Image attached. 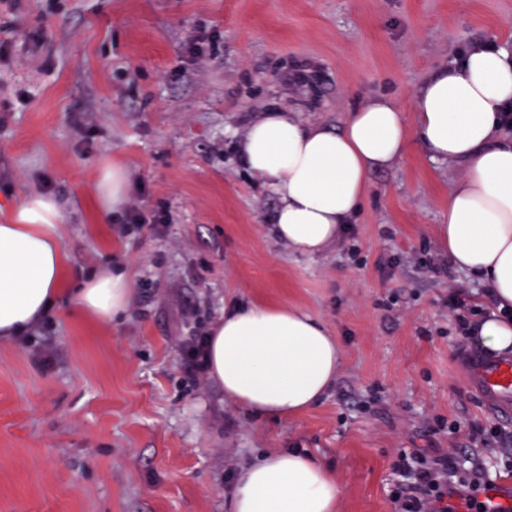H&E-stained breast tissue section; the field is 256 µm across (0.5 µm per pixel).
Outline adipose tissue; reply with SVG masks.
Listing matches in <instances>:
<instances>
[{"mask_svg": "<svg viewBox=\"0 0 512 512\" xmlns=\"http://www.w3.org/2000/svg\"><path fill=\"white\" fill-rule=\"evenodd\" d=\"M512 47L476 44L463 61L431 72L419 87L412 119L375 98L335 131L271 107L237 150L252 175L277 196V237L316 256L335 243L362 204L371 170L401 157L409 140L465 175L448 194L440 228L448 260L478 275L492 311L476 329L483 347L512 349ZM56 201L29 197L0 222V338L32 327L60 292L62 260ZM78 309L102 317L129 303L125 276L103 274L77 291ZM209 374L225 396L267 418L316 404L334 382L341 353L335 336L296 306L237 305L209 331ZM339 488L325 466L292 449L242 466L230 512H336Z\"/></svg>", "mask_w": 512, "mask_h": 512, "instance_id": "ef3b65f1", "label": "adipose tissue"}]
</instances>
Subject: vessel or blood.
Instances as JSON below:
<instances>
[{
	"label": "vessel or blood",
	"mask_w": 512,
	"mask_h": 512,
	"mask_svg": "<svg viewBox=\"0 0 512 512\" xmlns=\"http://www.w3.org/2000/svg\"><path fill=\"white\" fill-rule=\"evenodd\" d=\"M462 363L468 385L481 395L489 410L500 413L512 408V361L468 353Z\"/></svg>",
	"instance_id": "1"
}]
</instances>
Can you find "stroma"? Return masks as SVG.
I'll use <instances>...</instances> for the list:
<instances>
[{
    "label": "stroma",
    "mask_w": 512,
    "mask_h": 512,
    "mask_svg": "<svg viewBox=\"0 0 512 512\" xmlns=\"http://www.w3.org/2000/svg\"><path fill=\"white\" fill-rule=\"evenodd\" d=\"M477 43L512 45V0L1 5L0 220L35 194L58 203L63 284L0 339V512H228L239 467L284 448L333 473L338 512H395L412 449L481 463L512 494V412H490L461 369V352H483L461 324L487 314V289L429 268L448 262L438 227L462 168L410 147L309 257L275 237L277 200L235 152L270 106L334 130L379 96L411 115L428 74ZM112 162L143 204L124 237L126 208L97 207ZM105 270L126 276V311L79 312L77 288ZM250 303L300 307L337 338L335 383L296 416L185 382L184 339Z\"/></svg>",
    "instance_id": "obj_1"
}]
</instances>
